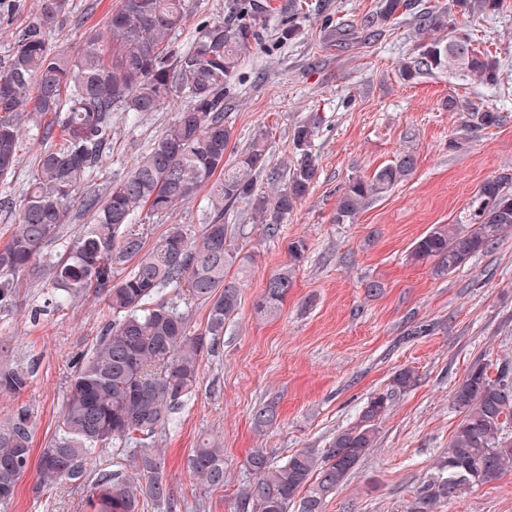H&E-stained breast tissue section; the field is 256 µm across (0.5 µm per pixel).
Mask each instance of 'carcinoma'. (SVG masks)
Segmentation results:
<instances>
[{
  "mask_svg": "<svg viewBox=\"0 0 512 512\" xmlns=\"http://www.w3.org/2000/svg\"><path fill=\"white\" fill-rule=\"evenodd\" d=\"M501 0H453L461 15H493ZM415 0H380L365 27L390 24L412 14ZM292 0L277 34L282 42L299 36ZM69 0H37L28 23L12 32L13 45L0 64V178L7 179L40 144L31 177L19 193L0 202L19 208L18 221L0 245V308L21 289L41 278L37 260L48 266L50 305L68 308L90 292L106 301L112 324L74 370L54 437L33 460L34 421L17 406L0 420V504L14 496L19 481L36 469L35 492L61 481L74 485L95 474L86 501L90 512H139L151 501L165 512L180 503L164 478V451L158 430L191 396L204 356L224 335V324L239 306V288L254 258L241 253L228 236L224 210L247 205L255 224L270 230L283 223L312 188L318 157L312 150L322 124L310 114L293 129V166L284 168L282 185L271 196L258 192L253 175L267 166V133L259 130L234 163L224 162L230 129L224 124V99L252 44L257 23L243 0H231L232 21L208 20L190 43L180 41L186 19L184 0H120L100 34H91L75 55L55 51L49 36L67 18ZM422 35L398 68L400 79L448 70L486 86L500 83L496 62L473 44L450 13L417 16ZM174 103L172 121L125 176L110 182L106 194L92 188L112 154V113L135 126ZM459 113L460 129L472 134L499 123V113L450 95L445 103ZM411 153L355 179L336 204L334 222H354L373 200L407 178L415 167ZM206 194L205 222L199 233L173 224L151 249H144L145 225ZM91 215L79 226L59 258L43 256L71 223L73 208ZM512 229V174L484 181L468 224H448L413 246L416 261L435 260L438 275L450 274ZM293 287L291 269L269 278L255 304L257 314L274 318ZM166 288L175 297L158 302ZM208 307L207 326L192 329L189 307ZM33 370L0 366V397L12 398L31 385ZM414 371L396 373L391 392L415 385ZM461 418L438 463V475L425 481L409 512H436L466 485L501 479L512 464V364L496 377L476 361L455 393ZM390 404L386 394L371 398L357 422L340 430L325 448H299L279 464L260 449L247 458L255 482L239 490L242 509L251 512H323L326 499L342 486L374 447L380 420ZM276 420L275 407L254 413L257 427ZM129 448L113 470L94 472L108 447ZM190 477L210 491L224 489L222 442L206 438L186 460Z\"/></svg>",
  "mask_w": 512,
  "mask_h": 512,
  "instance_id": "carcinoma-1",
  "label": "carcinoma"
}]
</instances>
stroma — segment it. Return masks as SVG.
Masks as SVG:
<instances>
[{
	"mask_svg": "<svg viewBox=\"0 0 512 512\" xmlns=\"http://www.w3.org/2000/svg\"><path fill=\"white\" fill-rule=\"evenodd\" d=\"M119 0H70L64 28L50 45L77 53L90 28H102ZM262 42L244 58L235 93L224 103L231 138L224 155L234 162L258 129L269 132L268 165L255 179L260 191L275 188L271 172L293 162L292 134L309 113L323 122L312 149L318 173L308 195L276 232L251 223L244 205L224 212V222L256 262L240 289L237 312L205 356L201 378L160 434L164 476L180 512H241L238 491L250 475L248 453L264 449L281 462L299 448H323L338 430L352 426L360 409L387 392L392 377L412 369L414 386L394 395L379 435L349 480L330 496L323 512H408L416 489L436 464L460 419L455 392L472 363L489 369L512 360V233L474 255L456 271L435 275L433 261H415V242L433 229L462 224L480 185L512 172V0L491 16L455 15L475 44L497 61L500 86L489 88L445 71L413 82L398 66L413 53L415 21L403 17L369 35L364 21L379 0H304L300 36L277 38L290 0H257ZM356 30L345 43L327 41L326 27ZM456 94L494 109L498 125L462 134L457 113L446 110ZM163 108L136 126L114 113L112 154L96 183L123 176L171 122ZM417 159L414 172L375 200L350 224L334 223L346 184L369 177L403 153ZM306 245L291 263L288 244ZM291 268L294 286L274 318L258 316L254 304L268 278ZM381 291L369 295L366 285ZM41 282L23 289L0 309V354L35 368L27 391L0 398V418L29 406L35 418L34 450H42L56 424L73 366L112 322L103 298L89 294L78 304L32 319L42 307ZM274 405L276 422L256 428L255 410ZM220 438L227 481L210 491L190 479L184 462L204 437ZM28 472L0 512H83L85 487L58 483L34 492ZM438 512H512V471L496 482L468 488Z\"/></svg>",
	"mask_w": 512,
	"mask_h": 512,
	"instance_id": "35a3bbf8",
	"label": "stroma"
}]
</instances>
